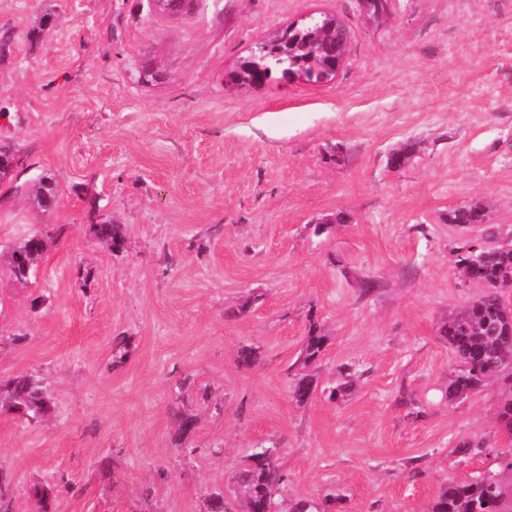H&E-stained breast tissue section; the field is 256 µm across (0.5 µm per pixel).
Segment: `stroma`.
I'll return each instance as SVG.
<instances>
[{
    "instance_id": "1",
    "label": "stroma",
    "mask_w": 512,
    "mask_h": 512,
    "mask_svg": "<svg viewBox=\"0 0 512 512\" xmlns=\"http://www.w3.org/2000/svg\"><path fill=\"white\" fill-rule=\"evenodd\" d=\"M324 13L350 36L332 81L229 83L257 43ZM147 64L162 82L141 83ZM1 147L20 180L61 189L44 211L0 181L1 247L58 236L28 283L0 258V380L34 376L54 401L35 423L0 415L12 512L37 483L52 512H206L215 489L235 505L236 471L269 442L286 504L429 512L512 448L501 383L447 403L440 333L478 292L449 210L478 200L512 228V0H393L374 21L355 0H0ZM313 322L328 341L306 370ZM343 365L357 375L333 400ZM462 440L493 452L459 457Z\"/></svg>"
}]
</instances>
